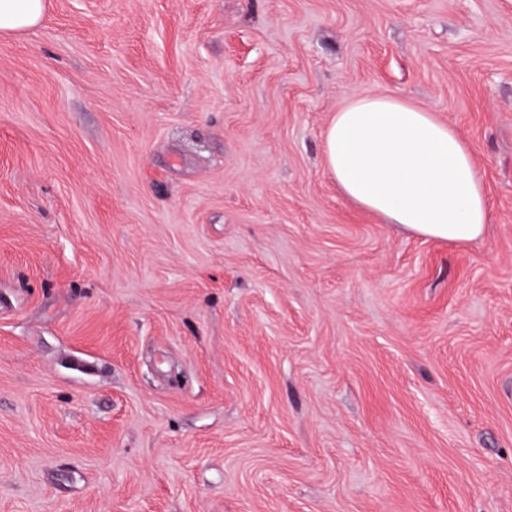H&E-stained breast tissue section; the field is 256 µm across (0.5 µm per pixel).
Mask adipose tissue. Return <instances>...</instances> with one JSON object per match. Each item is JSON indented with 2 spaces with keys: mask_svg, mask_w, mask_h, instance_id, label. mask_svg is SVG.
Here are the masks:
<instances>
[{
  "mask_svg": "<svg viewBox=\"0 0 512 512\" xmlns=\"http://www.w3.org/2000/svg\"><path fill=\"white\" fill-rule=\"evenodd\" d=\"M45 0H0V35L34 27ZM324 164L341 193L410 233L471 242L490 206L475 158L451 124L393 94L342 103L324 134Z\"/></svg>",
  "mask_w": 512,
  "mask_h": 512,
  "instance_id": "obj_1",
  "label": "adipose tissue"
}]
</instances>
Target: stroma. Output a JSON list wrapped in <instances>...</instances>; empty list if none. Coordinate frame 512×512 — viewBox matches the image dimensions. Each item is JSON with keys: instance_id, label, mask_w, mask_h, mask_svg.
I'll list each match as a JSON object with an SVG mask.
<instances>
[{"instance_id": "stroma-1", "label": "stroma", "mask_w": 512, "mask_h": 512, "mask_svg": "<svg viewBox=\"0 0 512 512\" xmlns=\"http://www.w3.org/2000/svg\"><path fill=\"white\" fill-rule=\"evenodd\" d=\"M0 37V512H512V0H46ZM467 139L485 234L326 172ZM324 164L345 197L412 234L471 242L489 222L485 187L462 135L394 94L342 103L325 130Z\"/></svg>"}]
</instances>
